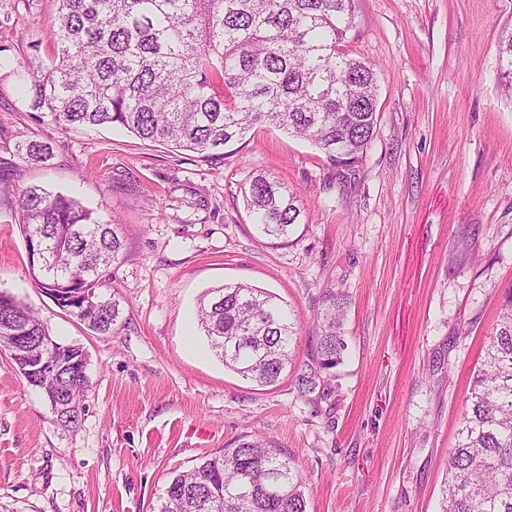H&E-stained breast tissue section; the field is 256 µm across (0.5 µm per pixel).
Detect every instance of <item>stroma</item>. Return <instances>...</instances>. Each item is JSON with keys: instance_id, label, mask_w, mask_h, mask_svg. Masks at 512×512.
Instances as JSON below:
<instances>
[{"instance_id": "stroma-1", "label": "stroma", "mask_w": 512, "mask_h": 512, "mask_svg": "<svg viewBox=\"0 0 512 512\" xmlns=\"http://www.w3.org/2000/svg\"><path fill=\"white\" fill-rule=\"evenodd\" d=\"M56 0H0V290L87 356L77 424L0 353V512H150L174 473L262 436L307 477L309 512H438L470 381L512 288V99L497 69L512 0H355L343 49L373 64L377 122L339 182L312 143L253 128L223 158L121 126L64 128L21 90L19 59L54 53ZM50 142L46 165L17 142ZM264 170L296 195L288 240L258 234L241 190ZM44 186L121 227L91 333L36 287L16 200ZM244 283L299 323L294 363L259 387L225 368L196 322L206 291ZM347 294L348 351L320 369L311 322ZM328 380L303 395L306 367Z\"/></svg>"}]
</instances>
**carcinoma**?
Masks as SVG:
<instances>
[{"instance_id":"obj_1","label":"carcinoma","mask_w":512,"mask_h":512,"mask_svg":"<svg viewBox=\"0 0 512 512\" xmlns=\"http://www.w3.org/2000/svg\"><path fill=\"white\" fill-rule=\"evenodd\" d=\"M354 0H59L55 53L46 66L17 61L34 108L64 127L120 125L143 140L203 157L222 155L253 126L268 123L319 147L338 169L363 157L376 125V72L340 51ZM497 61L512 96V25L498 35ZM22 156L51 159V144L29 140ZM243 203L256 230L288 239L300 223L294 194L253 173ZM30 257L32 234L49 251L33 269L39 288H100L118 259L117 225L79 202L38 186L18 198ZM317 315L323 369L343 361L346 296L333 289ZM116 302L97 294L81 315L97 335L112 332ZM200 328L224 366L261 387L288 368L296 321L276 296L244 284L207 291ZM34 340L49 335L37 314L0 293V328ZM88 375L58 377L49 402L65 425L78 422ZM470 405L448 453L440 512H512V288L472 378ZM307 478L262 437L175 474L152 512H308Z\"/></svg>"}]
</instances>
